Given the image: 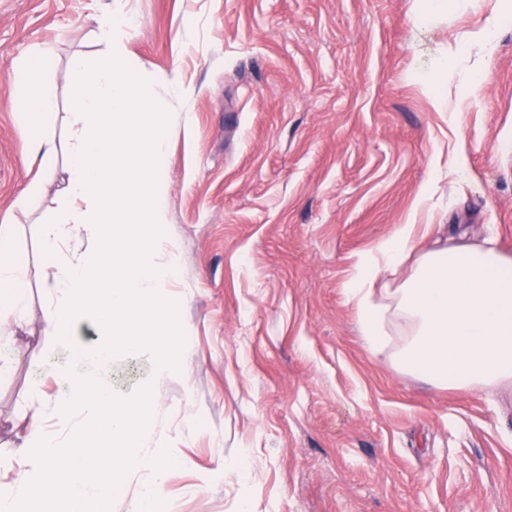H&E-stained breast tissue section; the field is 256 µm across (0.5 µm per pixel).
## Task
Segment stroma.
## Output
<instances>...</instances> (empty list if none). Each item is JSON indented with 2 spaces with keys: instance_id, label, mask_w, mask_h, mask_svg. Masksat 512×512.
<instances>
[{
  "instance_id": "35a3bbf8",
  "label": "stroma",
  "mask_w": 512,
  "mask_h": 512,
  "mask_svg": "<svg viewBox=\"0 0 512 512\" xmlns=\"http://www.w3.org/2000/svg\"><path fill=\"white\" fill-rule=\"evenodd\" d=\"M125 44L173 102L166 233L185 301V375L152 382L146 354L100 375L114 394L153 383L159 443L181 462L175 512H512V394L438 388L370 353L346 288L360 253L397 225L444 224L512 256V22L477 87L472 40L501 0H121ZM94 0H0V224L30 289L26 335L0 376V460L65 382L44 333L39 225L60 204L74 77L92 53ZM53 52L52 177L37 175L9 76ZM464 168H457V154Z\"/></svg>"
}]
</instances>
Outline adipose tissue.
Wrapping results in <instances>:
<instances>
[{
  "instance_id": "adipose-tissue-1",
  "label": "adipose tissue",
  "mask_w": 512,
  "mask_h": 512,
  "mask_svg": "<svg viewBox=\"0 0 512 512\" xmlns=\"http://www.w3.org/2000/svg\"><path fill=\"white\" fill-rule=\"evenodd\" d=\"M49 50L36 49L11 72L29 157L39 161L36 178L20 199L36 201L43 176L53 167L57 146L49 120L56 93L46 78ZM16 225H0V312L13 318L10 334L27 325L24 265L13 253ZM408 273L393 288L376 292L379 276ZM347 296L371 353L386 349L388 328L402 322L397 362L430 384L457 389L512 386V257L492 239L435 234L430 224H401L374 253L361 256Z\"/></svg>"
}]
</instances>
